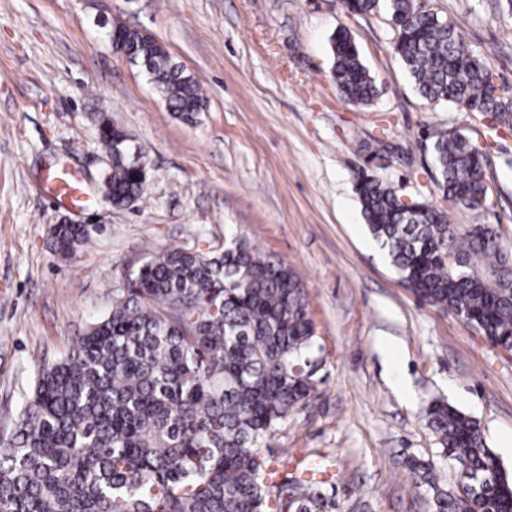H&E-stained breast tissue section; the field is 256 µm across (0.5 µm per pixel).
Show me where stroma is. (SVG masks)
I'll return each mask as SVG.
<instances>
[{
  "label": "stroma",
  "mask_w": 512,
  "mask_h": 512,
  "mask_svg": "<svg viewBox=\"0 0 512 512\" xmlns=\"http://www.w3.org/2000/svg\"><path fill=\"white\" fill-rule=\"evenodd\" d=\"M454 23L495 83L512 88V0H415ZM121 23L158 39L199 82L192 120L170 112L140 66L114 51ZM345 29L379 96L364 106L332 80L330 38ZM384 10L342 0H0V430L38 366L67 354L105 314L145 249L223 250L244 239L303 282L324 381L271 442L279 472L323 464L336 512H434L408 456L436 457L429 402L479 422L512 479V350L405 287L370 234L359 171L457 231L491 225L512 249V130L422 98L391 51ZM142 150V197L105 199L100 120ZM457 129L488 143L487 205H449L423 138ZM81 179L79 206L51 198L49 172ZM88 225L90 244L54 253L49 228Z\"/></svg>",
  "instance_id": "obj_1"
}]
</instances>
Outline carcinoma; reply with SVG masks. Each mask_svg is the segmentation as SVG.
Wrapping results in <instances>:
<instances>
[{
	"instance_id": "cac0c4a2",
	"label": "carcinoma",
	"mask_w": 512,
	"mask_h": 512,
	"mask_svg": "<svg viewBox=\"0 0 512 512\" xmlns=\"http://www.w3.org/2000/svg\"><path fill=\"white\" fill-rule=\"evenodd\" d=\"M386 2L399 25L393 53L429 101L464 104L512 125V98L497 93L478 54L454 24L422 13L414 0H345L358 13ZM128 58L150 65L149 79L172 112L202 108L198 81L154 38L126 30ZM333 80L342 95L369 104L379 95L349 33L331 37ZM111 159L102 184L118 207L141 198L144 178L122 129L101 122ZM439 189L471 209L487 194L484 148L455 129L431 131ZM356 191L373 238L402 281L432 306L449 308L495 347L512 349V252L474 224L459 234L423 202L360 172ZM83 224H55L67 257L88 241ZM317 336L298 275L243 240L224 252L170 246L112 290L110 311L90 322L69 352L40 366L9 432L0 434V512H332L314 477H283L264 450L289 413L316 389ZM427 422L440 456L462 465V498L440 483L434 462L406 466L434 512H512V481L487 479L497 461L478 422L438 399ZM299 500L288 504V483Z\"/></svg>"
}]
</instances>
